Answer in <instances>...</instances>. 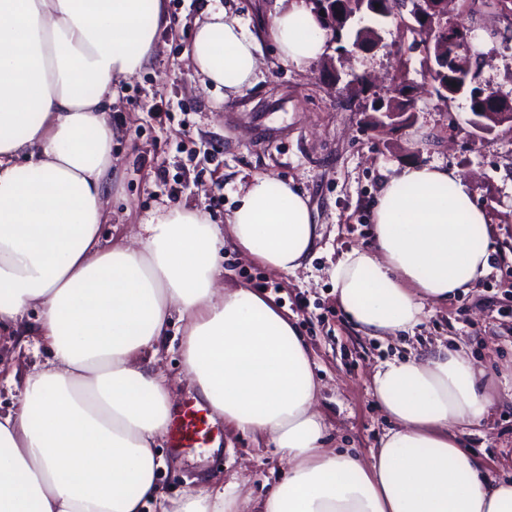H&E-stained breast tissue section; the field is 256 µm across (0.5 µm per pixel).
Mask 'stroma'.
Instances as JSON below:
<instances>
[{
  "mask_svg": "<svg viewBox=\"0 0 512 512\" xmlns=\"http://www.w3.org/2000/svg\"><path fill=\"white\" fill-rule=\"evenodd\" d=\"M277 0H165L156 46L140 71L120 79L110 108L113 194L100 227L102 244L142 234L163 207L204 212L224 226L239 185L260 174L292 182L308 197L321 238L304 265L273 272L232 244L220 252L225 285L258 291L308 343L320 384L317 409L327 447L369 459L391 424L371 396L382 363L417 357L444 345L462 348L480 366L482 384L498 402L481 425L465 430V448L489 476H512V126L474 133L469 96L441 105L423 66L425 52L399 21L382 25L370 52H352L350 37L329 40L326 53L304 68L281 60L269 33ZM238 17L256 36L260 66L252 86L234 96L202 87L186 51L206 10ZM483 54L478 87L512 100V48L491 41L504 29L495 7L467 17ZM406 60L413 81L412 125L373 126V108ZM441 163L474 183L489 214L490 271L468 292L426 304L421 323L399 336L359 332L336 301L332 269L346 253L373 246L371 209L386 180L408 164ZM183 323L172 317L157 369L173 388L175 411L197 401L180 374ZM52 355L37 336L0 334V414L16 412L11 377L40 370ZM163 464L158 482L177 497L196 478L221 487L231 476L251 498L264 496L282 472L269 441L216 422L194 447L156 441Z\"/></svg>",
  "mask_w": 512,
  "mask_h": 512,
  "instance_id": "1",
  "label": "stroma"
}]
</instances>
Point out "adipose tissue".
Here are the masks:
<instances>
[{
	"label": "adipose tissue",
	"instance_id": "obj_1",
	"mask_svg": "<svg viewBox=\"0 0 512 512\" xmlns=\"http://www.w3.org/2000/svg\"><path fill=\"white\" fill-rule=\"evenodd\" d=\"M164 0H0V330L53 353L0 415V512H512V479L487 477L460 437L497 398L481 370L441 347L379 368L372 396L393 421L369 460L325 447L319 382L295 323L261 294L219 285L225 241L268 269L300 268L321 234L289 182L251 177L224 227L172 207L145 237L102 246L112 185L108 106L155 49ZM281 58L305 67L328 35L302 0L277 11ZM238 19L207 11L190 45L203 84L240 93L259 67ZM456 169L409 164L373 208L372 249L333 269L337 300L368 336L421 323L424 307L489 268L487 213ZM182 375L215 415L270 440L283 464L260 499L237 481L167 498L154 452L171 420L153 366L172 315Z\"/></svg>",
	"mask_w": 512,
	"mask_h": 512
}]
</instances>
